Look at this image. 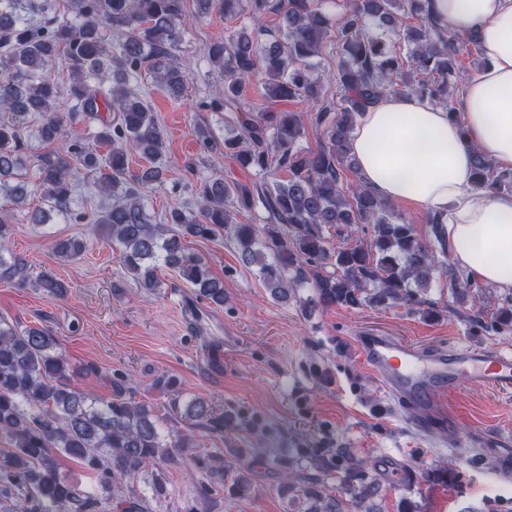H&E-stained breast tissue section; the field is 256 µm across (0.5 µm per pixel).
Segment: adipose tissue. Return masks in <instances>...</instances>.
Segmentation results:
<instances>
[{
    "label": "adipose tissue",
    "instance_id": "adipose-tissue-1",
    "mask_svg": "<svg viewBox=\"0 0 512 512\" xmlns=\"http://www.w3.org/2000/svg\"><path fill=\"white\" fill-rule=\"evenodd\" d=\"M442 26L474 32L483 67L458 115L420 96L390 95L352 133L361 178L380 198L445 217L448 251L469 278L512 293V194L474 186L483 153L512 172V0H428Z\"/></svg>",
    "mask_w": 512,
    "mask_h": 512
}]
</instances>
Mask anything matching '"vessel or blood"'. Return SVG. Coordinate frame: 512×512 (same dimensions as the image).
<instances>
[{
  "label": "vessel or blood",
  "instance_id": "obj_1",
  "mask_svg": "<svg viewBox=\"0 0 512 512\" xmlns=\"http://www.w3.org/2000/svg\"><path fill=\"white\" fill-rule=\"evenodd\" d=\"M359 356L389 394L430 430L453 424L450 400L461 382L512 389V351L487 348L428 351L386 335L362 336Z\"/></svg>",
  "mask_w": 512,
  "mask_h": 512
}]
</instances>
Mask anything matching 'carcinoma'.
Returning a JSON list of instances; mask_svg holds the SVG:
<instances>
[{"mask_svg":"<svg viewBox=\"0 0 512 512\" xmlns=\"http://www.w3.org/2000/svg\"><path fill=\"white\" fill-rule=\"evenodd\" d=\"M200 10L249 23L228 30L224 39L205 46V57L223 79L201 106L224 113V154L259 177L253 185L208 177L195 185L199 214L174 206L165 222L152 224L143 205L144 189L162 179L156 165L164 131L134 88L142 71L179 96L188 72L174 62L185 0H68L57 11L53 0H0V281L32 285L61 296L65 284L49 271L38 275L21 254L6 248L15 211H27L32 224L53 216H72L106 230L121 250L124 267L139 287H161L157 269H178L187 285L216 307L224 306V284L201 258L185 253L181 239L213 240L226 236L240 261L256 275L276 302L358 309L412 304L427 317L451 305L421 299L413 289L446 280L453 299L466 303L475 282L448 259L442 216L427 214L431 238L423 240L391 206L360 181H346L352 167L350 139L370 107L388 94H416L450 114L458 112L455 87L467 71L454 67L461 48L478 51L474 34L457 39L439 28L426 0H347L331 25L324 5L334 0H196ZM268 14L285 25L264 26ZM407 15L417 23L400 26ZM339 57L336 97L328 98L312 59L326 43ZM404 43L401 51L398 43ZM66 68L67 95L74 104L59 108L60 85L47 75L56 64ZM256 81L271 104L303 99L309 115L287 109L257 110L246 101ZM114 116L104 117L102 113ZM43 116L40 136L54 141L74 123L97 125L86 137L70 141L63 153L47 152L28 164L24 121ZM325 140L312 150L302 144L307 127ZM196 141L211 151L219 140L208 127L195 130ZM149 160L139 174L129 171V154ZM97 175L100 191L112 204L96 212L71 209L73 181L81 171ZM288 177L281 180L277 172ZM475 187L491 193L512 192V172L499 170L475 153ZM40 193L43 206L28 207ZM261 207L263 224H241L236 205ZM354 224L373 225L369 240L331 249L327 234ZM55 254L70 261L83 243L57 240ZM309 288L313 297L300 291ZM471 321L487 332L512 326V298L486 317L482 297H472ZM73 371L52 332L0 319V512H148L146 498L127 482L153 467L150 487L156 499L168 494L162 470L183 461L192 438L147 402L129 393L124 380L113 382V396L98 398L72 387ZM186 419L212 434L224 435L234 420L217 413L203 398L189 402ZM68 459L95 476L83 489L60 472ZM201 494L231 497L250 490L247 471L224 469V458L199 459ZM337 473L338 494L328 492L325 475ZM282 488L308 504L305 512H378L374 497L380 484L368 476L366 458L336 449L313 458L312 471L288 474Z\"/></svg>","mask_w":512,"mask_h":512,"instance_id":"1","label":"carcinoma"}]
</instances>
